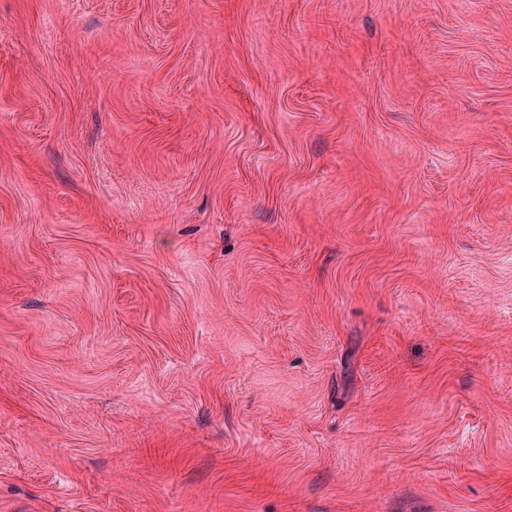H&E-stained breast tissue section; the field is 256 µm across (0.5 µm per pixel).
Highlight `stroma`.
Listing matches in <instances>:
<instances>
[{"mask_svg": "<svg viewBox=\"0 0 512 512\" xmlns=\"http://www.w3.org/2000/svg\"><path fill=\"white\" fill-rule=\"evenodd\" d=\"M0 512H512V0H0Z\"/></svg>", "mask_w": 512, "mask_h": 512, "instance_id": "obj_1", "label": "stroma"}]
</instances>
